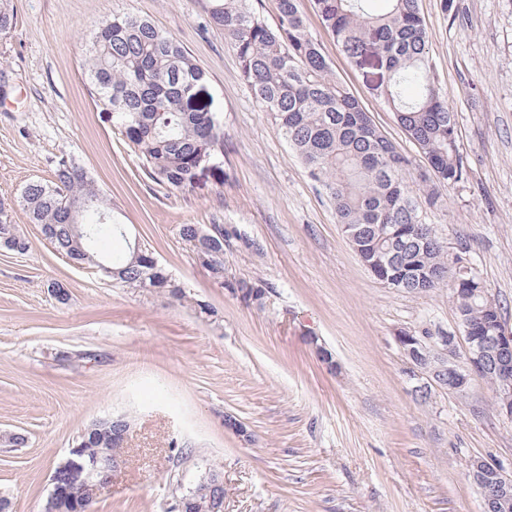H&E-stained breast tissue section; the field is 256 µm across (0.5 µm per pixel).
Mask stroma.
<instances>
[{
	"instance_id": "1",
	"label": "stroma",
	"mask_w": 512,
	"mask_h": 512,
	"mask_svg": "<svg viewBox=\"0 0 512 512\" xmlns=\"http://www.w3.org/2000/svg\"><path fill=\"white\" fill-rule=\"evenodd\" d=\"M0 36V199L51 179L66 152L112 201L127 242L151 249L184 283L177 303L99 278L58 254L22 211L25 252L0 249V497L42 512L50 476L92 422H131L122 462L94 512H170L219 468L224 512H484L466 464L512 466V422L484 380L456 394L412 374L399 331L454 333L448 288L385 287L361 263L322 186L241 77L236 51L202 0H14ZM338 81L412 161L420 199L429 164L299 0ZM429 53L454 114L465 174L422 203L450 256L462 257L512 328V0H420ZM125 13L170 34L206 71L224 123V162L191 186L151 181L91 99L82 71L99 21ZM224 227V284L200 267L182 225ZM262 286V307L227 288ZM68 293L66 302L51 294ZM324 346L337 365L317 358ZM241 422L247 437L225 428Z\"/></svg>"
}]
</instances>
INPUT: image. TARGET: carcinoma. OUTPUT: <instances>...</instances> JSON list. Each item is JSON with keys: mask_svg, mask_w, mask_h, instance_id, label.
<instances>
[{"mask_svg": "<svg viewBox=\"0 0 512 512\" xmlns=\"http://www.w3.org/2000/svg\"><path fill=\"white\" fill-rule=\"evenodd\" d=\"M325 28L344 54L360 64L375 62L380 97L397 114L408 136L428 160L423 175L426 203L436 183L457 182L465 171L454 114L436 84L428 52V29L419 0H313ZM209 22L233 43L241 74L262 109L301 157L309 177L330 194L338 223L360 247L362 264L383 265L395 288L427 293L448 277V252L432 225L419 219L406 181L410 160L373 124L350 90L337 81L318 43L307 30L298 0H277L278 23L268 25L250 0H204ZM16 27L12 0H0V36ZM94 102L112 111L114 127L145 174L159 185L184 188L195 180L202 158L220 160L224 127L211 104L198 94L206 74L170 35L150 21L114 14L101 22L84 58ZM62 255L80 265H112V279L136 288L163 291L178 302L184 287L154 263V253L135 246L116 257L109 239L123 225L100 215L112 203L71 155L53 161V178L26 183L17 204L0 200V243L11 235L20 250L28 243L13 224L14 206ZM183 239L212 259L209 273L224 282V241L185 224ZM456 309L478 335L492 333L497 313L481 297L451 285ZM119 426L109 418L88 427L80 439L89 449L112 451ZM186 512H223L224 488L203 478L185 491Z\"/></svg>", "mask_w": 512, "mask_h": 512, "instance_id": "cac0c4a2", "label": "carcinoma"}]
</instances>
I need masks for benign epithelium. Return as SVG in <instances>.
I'll return each instance as SVG.
<instances>
[{"instance_id":"obj_1","label":"benign epithelium","mask_w":512,"mask_h":512,"mask_svg":"<svg viewBox=\"0 0 512 512\" xmlns=\"http://www.w3.org/2000/svg\"><path fill=\"white\" fill-rule=\"evenodd\" d=\"M459 325L467 341L462 360L458 356L457 336L451 333L440 336L435 344L427 336L404 330L396 336V341L416 372L453 393L463 394L473 379L493 373L498 381L497 409L511 421L512 331L504 327L478 342L469 335L464 320H459ZM471 465V475L479 482L489 471L495 476L493 486L481 488L486 512H512V476L481 457L472 458ZM118 467L108 453L91 454L82 444L70 448L51 476L44 512H88L90 501L104 492L112 471ZM75 489L82 490L84 497H71Z\"/></svg>"}]
</instances>
